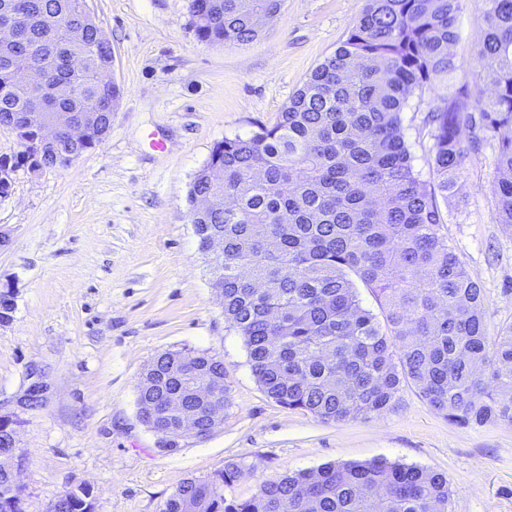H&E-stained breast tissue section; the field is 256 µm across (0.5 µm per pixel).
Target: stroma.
Masks as SVG:
<instances>
[{
  "instance_id": "obj_1",
  "label": "stroma",
  "mask_w": 512,
  "mask_h": 512,
  "mask_svg": "<svg viewBox=\"0 0 512 512\" xmlns=\"http://www.w3.org/2000/svg\"><path fill=\"white\" fill-rule=\"evenodd\" d=\"M191 0H87L112 45L123 90L104 143L71 166L19 170L0 199V415L16 418L24 512H49L64 491L91 487L95 512H160L188 478L237 462L253 478L225 488L246 498L257 479L327 462L385 458L446 473L448 512H512V426H460L403 387L394 409L324 422L279 406L258 386L242 337L224 322L187 195L213 145L272 125L312 70L346 39L367 0H283L260 36L198 42ZM483 0H461L449 52L472 94L491 80L475 59ZM446 89L409 98L406 144L431 181L432 109ZM164 139L153 151L151 137ZM476 147L440 201L442 231L484 292L489 329L512 322V233L493 195L496 133L465 128ZM209 351L224 361L231 405L210 435L162 451L138 416V386L160 353Z\"/></svg>"
}]
</instances>
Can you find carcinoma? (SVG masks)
<instances>
[{"label":"carcinoma","mask_w":512,"mask_h":512,"mask_svg":"<svg viewBox=\"0 0 512 512\" xmlns=\"http://www.w3.org/2000/svg\"><path fill=\"white\" fill-rule=\"evenodd\" d=\"M27 36L50 37L48 16L77 13L81 0H27ZM283 0H192L195 34L206 44H246ZM477 64L493 92L467 107V85L448 52L457 39L460 0H368L335 53L319 64L275 123L214 144L188 194L191 223L224 237L223 266L211 271L224 321L243 338L251 369L278 405L326 422L379 415L407 385L461 426L512 425V322L490 334L483 290L441 233L437 197L448 199L474 143L460 137L479 122L501 134L494 193L499 223L512 232V0H483ZM101 29L60 51L55 78L79 56L101 71ZM0 46V129L23 130L29 145L1 153L0 168H56L66 154L99 146L108 129L83 141L41 142L48 116L31 115L44 88L20 81ZM448 80L444 105L431 112L433 183L420 179L402 126L411 94ZM110 78L83 86L58 112L120 101ZM222 173L219 182L211 171ZM231 199L204 208V197ZM380 315L361 305L357 284ZM155 385L138 400L161 411L177 391L188 396L224 377L207 352L166 351ZM252 476L228 463L205 479L188 478L161 512H448L442 472L385 459L330 463L259 483L245 499L224 487ZM68 512H94L91 488L65 491ZM0 512H22L20 495L0 471Z\"/></svg>","instance_id":"1"}]
</instances>
